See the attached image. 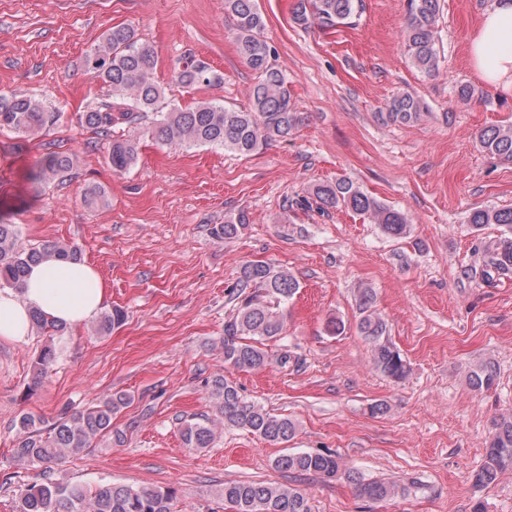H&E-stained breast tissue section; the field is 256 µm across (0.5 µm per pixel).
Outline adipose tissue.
<instances>
[{
    "label": "adipose tissue",
    "mask_w": 512,
    "mask_h": 512,
    "mask_svg": "<svg viewBox=\"0 0 512 512\" xmlns=\"http://www.w3.org/2000/svg\"><path fill=\"white\" fill-rule=\"evenodd\" d=\"M473 67L488 84H512V0H494L469 42ZM106 285L91 265L47 256L31 265L22 292L0 290V339L25 340L30 313L79 325L103 309Z\"/></svg>",
    "instance_id": "ef3b65f1"
}]
</instances>
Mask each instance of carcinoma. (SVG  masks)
Masks as SVG:
<instances>
[{
  "instance_id": "cac0c4a2",
  "label": "carcinoma",
  "mask_w": 512,
  "mask_h": 512,
  "mask_svg": "<svg viewBox=\"0 0 512 512\" xmlns=\"http://www.w3.org/2000/svg\"><path fill=\"white\" fill-rule=\"evenodd\" d=\"M362 0H297L294 20L302 26L333 28L353 18ZM442 0H408L405 27V52L409 63L427 77L439 70L440 49L437 26ZM224 15L231 20L238 55L256 74L249 108L237 110L220 101H202L192 107L164 109V88L154 76V48L141 40L132 25L110 28L102 40L84 58V68L93 79L107 88L108 100L77 115L78 122L91 129L97 143L106 147L112 170L122 173L138 159L139 138L116 135L119 124H134L152 114L146 133L160 144L191 148L210 146L241 155L251 154L263 146L290 137L301 122L293 108L291 94L282 72L271 63L272 49L263 36L265 18L257 0H224ZM174 81L183 88L213 85L223 81L209 64L191 59L178 68ZM422 112L420 100L411 93L394 95L383 119L402 124L417 121ZM61 113L47 108L31 95L0 94V130L21 135H35L53 126ZM477 143L484 151L512 162V124L492 125L481 129ZM74 168L73 154L47 153L31 172L36 185L63 179ZM82 203L95 207L105 203V190L98 185L84 188ZM308 206L322 213L345 209L365 216L394 239L410 236L411 225L400 210L365 193L346 178L320 182L310 187L304 198ZM248 224L244 212L211 228L217 240L231 239ZM469 224L479 231L489 224L512 227V207H478L469 214ZM63 259L78 260L77 247L64 242L41 246L24 244L14 224L0 222V289L22 290L29 267L46 253ZM469 279L492 283L512 275V240L484 248L483 263L463 271ZM236 290L231 318L224 325V364L242 372H253L270 364L268 342L283 334L288 318V302L299 289L298 280L269 264L248 262L233 285ZM376 292L368 286L357 289L356 305L359 336L369 345L375 369L384 377L399 382L407 377L410 364L389 340L388 324L375 308ZM125 321V311L113 307L99 316L96 331L108 334ZM32 327L47 336L34 361V382L45 377L57 361L55 337L65 327L48 319L42 312L31 313ZM498 380L495 363L476 366L469 375V385L477 391H489ZM218 415L199 422H183L182 441L187 448L210 446L218 427L245 429L271 445H285L296 435L297 425L291 418L272 413L241 397L236 386L217 378L209 385ZM129 402L125 394L115 393L86 409L60 418L49 429L36 426L24 414L19 418V438L12 448V460L20 465H49L65 456L77 455L93 442L112 433V417ZM276 470L318 476L322 479L346 477L361 498L376 501L397 493V486L381 481H367L345 472L331 453L287 452L273 461ZM512 472V413L501 414L491 421L486 437L484 458L475 473L476 484L488 487L505 473ZM228 512H311L306 493L281 483L227 481L217 490ZM177 491L171 487L102 484L97 487L76 482H61L43 471L41 480L27 485L15 502L14 512H176Z\"/></svg>"
}]
</instances>
